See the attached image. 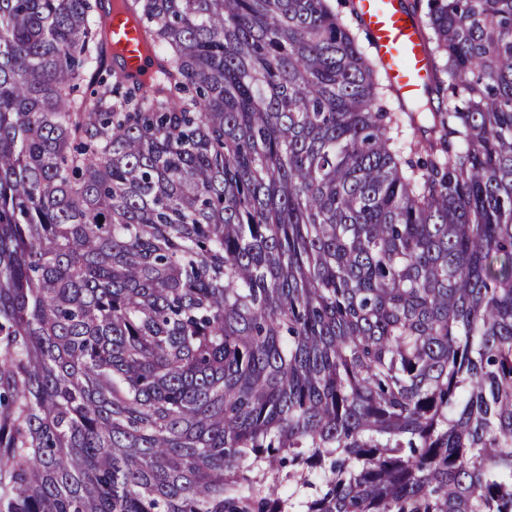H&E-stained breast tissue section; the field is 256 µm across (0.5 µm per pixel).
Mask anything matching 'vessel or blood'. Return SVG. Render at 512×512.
<instances>
[{
  "instance_id": "vessel-or-blood-1",
  "label": "vessel or blood",
  "mask_w": 512,
  "mask_h": 512,
  "mask_svg": "<svg viewBox=\"0 0 512 512\" xmlns=\"http://www.w3.org/2000/svg\"><path fill=\"white\" fill-rule=\"evenodd\" d=\"M372 49L400 98L422 97L429 81L419 23L403 0H357Z\"/></svg>"
}]
</instances>
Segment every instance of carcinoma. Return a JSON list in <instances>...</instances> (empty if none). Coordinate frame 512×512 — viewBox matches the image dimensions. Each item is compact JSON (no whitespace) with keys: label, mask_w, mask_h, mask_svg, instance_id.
<instances>
[{"label":"carcinoma","mask_w":512,"mask_h":512,"mask_svg":"<svg viewBox=\"0 0 512 512\" xmlns=\"http://www.w3.org/2000/svg\"><path fill=\"white\" fill-rule=\"evenodd\" d=\"M0 0V512H512V0ZM404 0H357L372 49L400 98L420 99L429 81L418 20ZM112 32L119 34L121 45L127 49L126 56L129 62L131 70H136L143 65V59L139 57V54L134 51V44L131 41L132 38L137 37V33L133 30L131 25H128L123 30H120V24L117 20L113 21ZM124 33V34H123ZM125 35V36H124Z\"/></svg>","instance_id":"cac0c4a2"}]
</instances>
